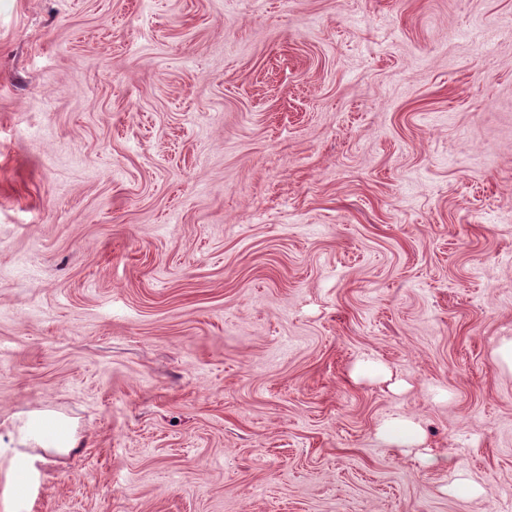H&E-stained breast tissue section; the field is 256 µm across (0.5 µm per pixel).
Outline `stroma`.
Returning <instances> with one entry per match:
<instances>
[{
  "mask_svg": "<svg viewBox=\"0 0 512 512\" xmlns=\"http://www.w3.org/2000/svg\"><path fill=\"white\" fill-rule=\"evenodd\" d=\"M505 336L512 0H0V512H512ZM51 425L53 434L46 437L44 428ZM0 427L8 430L10 443L30 450L40 448L48 454H66L77 448L80 437L76 427L64 416L45 410H32L6 419Z\"/></svg>",
  "mask_w": 512,
  "mask_h": 512,
  "instance_id": "35a3bbf8",
  "label": "stroma"
}]
</instances>
